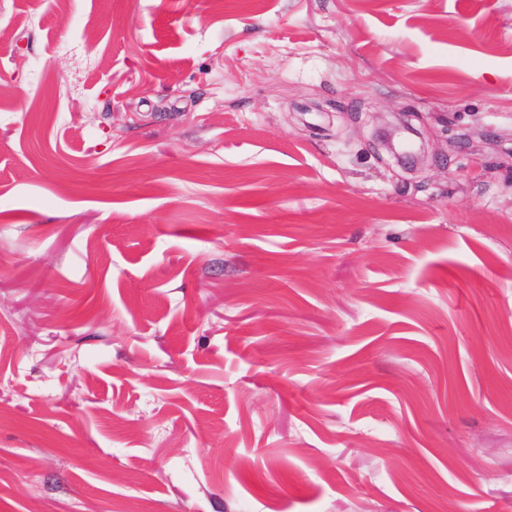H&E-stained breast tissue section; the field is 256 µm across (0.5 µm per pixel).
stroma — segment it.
Wrapping results in <instances>:
<instances>
[{
	"label": "stroma",
	"mask_w": 512,
	"mask_h": 512,
	"mask_svg": "<svg viewBox=\"0 0 512 512\" xmlns=\"http://www.w3.org/2000/svg\"><path fill=\"white\" fill-rule=\"evenodd\" d=\"M143 500L512 512V0H0V512ZM421 139L422 133L413 126L401 122L399 126L383 128L378 132V136L386 143L393 157L397 162L404 165L415 164L420 157V147L414 138Z\"/></svg>",
	"instance_id": "1"
}]
</instances>
